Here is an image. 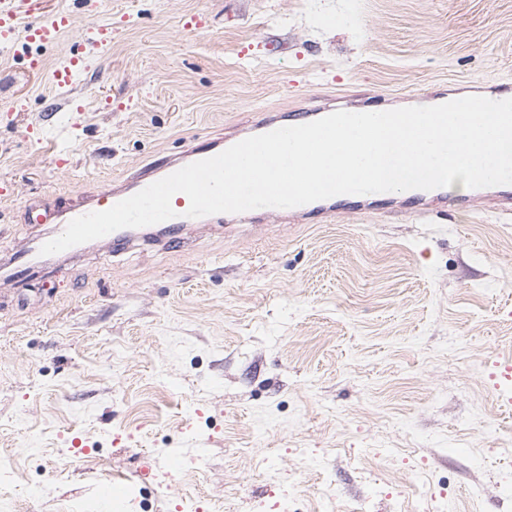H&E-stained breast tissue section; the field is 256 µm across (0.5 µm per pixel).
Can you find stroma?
<instances>
[{"instance_id":"obj_1","label":"stroma","mask_w":512,"mask_h":512,"mask_svg":"<svg viewBox=\"0 0 512 512\" xmlns=\"http://www.w3.org/2000/svg\"><path fill=\"white\" fill-rule=\"evenodd\" d=\"M76 27L0 48V261L56 198L250 135L255 112L512 88V0H33ZM112 28L57 90L77 27ZM42 67L30 69L31 59ZM456 186L422 224L404 197L328 220L194 225L170 252L89 247L0 280V512H74L109 488L145 512H268L276 452L299 512H512V214ZM202 463L187 470L190 456ZM153 460L171 478L141 472Z\"/></svg>"}]
</instances>
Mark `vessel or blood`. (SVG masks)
Instances as JSON below:
<instances>
[{"label":"vessel or blood","mask_w":512,"mask_h":512,"mask_svg":"<svg viewBox=\"0 0 512 512\" xmlns=\"http://www.w3.org/2000/svg\"><path fill=\"white\" fill-rule=\"evenodd\" d=\"M72 20L69 14L64 12H47L42 15H34L31 0H0V43L8 45L14 43L17 33H24L25 41L34 45H51L57 43L60 36L69 30ZM85 63L83 56L74 55L68 61L52 71L50 80L60 89L71 87L79 70ZM330 106H317L308 112H299L292 117L265 118L259 122L260 132L267 133L272 130L288 126V124H304L331 114ZM217 146L196 147L178 157H166L157 160L141 168L136 174L129 177L122 184L111 187L109 190L98 193L83 204L59 205L57 210V223L48 235L28 239L17 250L6 264L0 265V273L13 279L26 277L30 272L48 264V257L39 253L41 246L47 238L59 236L66 225L72 219L84 214L103 211L112 207L118 201L125 199L144 189L151 183L160 180L181 167L190 163L207 159L219 154ZM190 202L185 194H175L171 199V206L175 212L174 218L164 223V228L158 233V244L162 248L186 247L187 239L184 235L185 228L190 219L186 212ZM139 231L135 228L116 230L102 238L99 245L120 254L129 249L138 238Z\"/></svg>","instance_id":"obj_1"}]
</instances>
